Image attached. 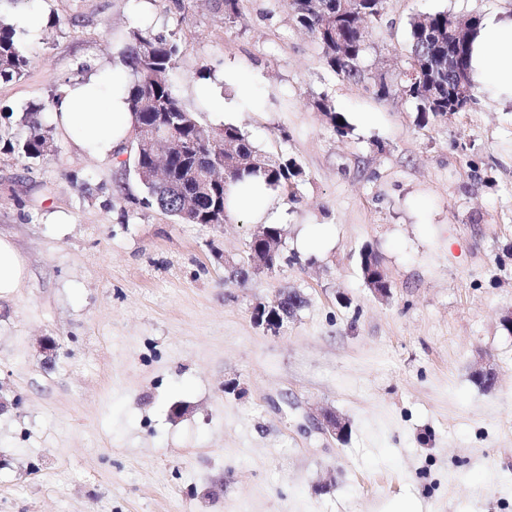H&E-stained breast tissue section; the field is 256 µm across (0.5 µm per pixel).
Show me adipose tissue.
I'll list each match as a JSON object with an SVG mask.
<instances>
[{
    "mask_svg": "<svg viewBox=\"0 0 512 512\" xmlns=\"http://www.w3.org/2000/svg\"><path fill=\"white\" fill-rule=\"evenodd\" d=\"M470 74L493 97L512 101V18L492 15L482 23L472 41ZM129 83L128 71L120 66L91 72L60 90L52 119L87 156L118 160L134 124L126 102ZM226 207L233 215L249 214L257 224H272L278 217L273 193L260 179L231 185ZM26 274L15 244L0 235V298L20 288Z\"/></svg>",
    "mask_w": 512,
    "mask_h": 512,
    "instance_id": "adipose-tissue-1",
    "label": "adipose tissue"
}]
</instances>
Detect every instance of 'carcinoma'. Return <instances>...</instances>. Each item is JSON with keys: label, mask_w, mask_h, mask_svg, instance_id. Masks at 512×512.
Here are the masks:
<instances>
[{"label": "carcinoma", "mask_w": 512, "mask_h": 512, "mask_svg": "<svg viewBox=\"0 0 512 512\" xmlns=\"http://www.w3.org/2000/svg\"><path fill=\"white\" fill-rule=\"evenodd\" d=\"M319 9L310 12L306 0H290L293 21L312 34L323 58L332 72L354 83H367L373 79L360 66L367 46V31H360L351 17L361 11L367 18L381 19L385 0H319ZM457 19L446 11H437L417 17L409 22L410 62L415 72L410 78L403 76L393 87L380 80L378 94L384 98L401 94L416 103L423 119L445 116L448 95H453L456 111L463 112L473 102L474 87L458 86L455 77L443 73L442 82L449 86L443 90L441 102L426 96L430 73L426 66L431 58L428 38L432 32H448ZM345 44V54L336 55V40ZM471 41L453 48L457 61L455 68L470 76L469 58ZM180 57L179 43L172 37L156 34L149 26L132 25L125 34L123 61L129 70L131 82L127 89L129 110L134 115L133 172L145 192L143 204L157 205L175 220L188 224H223L230 214L226 208L228 186L246 178L261 176L274 191L295 197L294 186L302 180L304 171L292 158L271 157L256 146L241 128L233 123L212 126L201 122L177 98L171 83V74ZM28 60L21 39L10 23L0 20V83H9L22 76ZM315 108L325 113L333 132L345 137L350 133L346 117L336 111L330 102L321 98ZM53 111V103L45 102L31 107L22 123L28 128L26 139L18 145L20 156L40 158L53 147V137L40 121L38 114ZM167 129L175 139L174 150L166 159V175H158L152 149L141 145L140 138L155 130ZM217 167L223 179L200 188L195 176V165Z\"/></svg>", "instance_id": "1"}]
</instances>
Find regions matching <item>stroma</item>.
<instances>
[{
    "mask_svg": "<svg viewBox=\"0 0 512 512\" xmlns=\"http://www.w3.org/2000/svg\"><path fill=\"white\" fill-rule=\"evenodd\" d=\"M146 2L176 35L181 102L211 122L194 88L223 74L236 124L296 159L279 195L288 261L246 284L256 224H183L141 203L130 167L55 150L24 159L0 142V234L28 276L0 299V512H512V103L476 89L464 112L421 121L414 101L330 71L287 0H0L28 65L0 83V126L20 122L90 63L121 65L122 32ZM512 17V0H386L361 64L391 85L409 62V22L436 11ZM328 98L351 132L313 103ZM324 228L319 251L297 241ZM374 251L377 299L360 256ZM295 290L305 307L274 334L256 304ZM53 339L54 358L41 344ZM492 368L484 390L474 372ZM349 424L322 432L321 408Z\"/></svg>",
    "mask_w": 512,
    "mask_h": 512,
    "instance_id": "obj_1",
    "label": "stroma"
}]
</instances>
